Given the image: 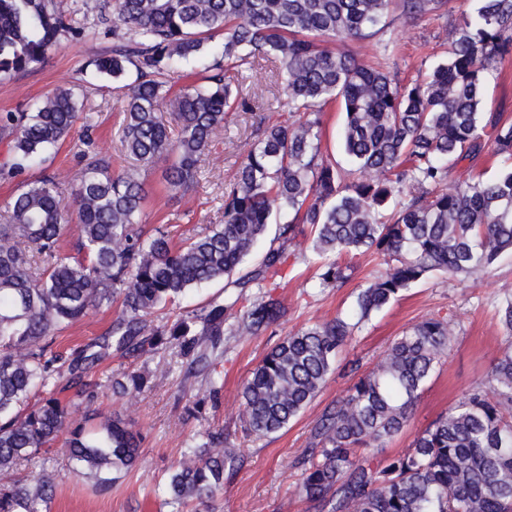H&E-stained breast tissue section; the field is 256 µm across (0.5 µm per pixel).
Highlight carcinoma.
<instances>
[{"label": "carcinoma", "instance_id": "1", "mask_svg": "<svg viewBox=\"0 0 512 512\" xmlns=\"http://www.w3.org/2000/svg\"><path fill=\"white\" fill-rule=\"evenodd\" d=\"M393 0H113L112 54L91 77L124 91L122 146L136 165L112 172V157L82 140L76 183L52 176L21 187L0 224V472L27 467L59 435L73 471L106 491L142 456V435L114 412L88 426L74 399L98 396L89 374L110 352L150 358L170 348L186 360L184 380L212 394L223 379L224 337L249 340L287 309L275 293L288 276L284 243L315 267L324 287L346 279L342 257L370 254L385 272L368 281L353 309L287 336L259 361L242 389L245 423L268 436L315 400L340 350L371 313L434 275L476 281L512 252V123L485 108L489 76L512 60V0H477L448 29L450 50L425 76L397 81L336 46L371 39L389 25ZM453 0H400L413 25L452 12ZM80 0H0V76L41 63L63 33L81 30ZM221 38L220 60L200 84L168 96L171 76ZM258 57L279 62L283 106L298 114L272 123L224 187L223 223L179 245L142 224L148 176L182 195L197 183L215 132L251 109L234 78ZM131 84L123 83L128 71ZM168 105L179 134L158 116ZM337 103L344 120L345 169L321 148L322 113ZM79 119L75 90L62 87L26 112L0 115L9 140L0 179L45 160ZM491 147L501 172L448 185V171ZM77 214L64 251L60 237ZM222 280L236 288L198 311L189 292ZM118 304L102 336L72 359L58 350L67 327ZM161 312L157 321L147 315ZM507 347L486 383L384 459L366 452L408 426L420 391L447 354L445 317L397 337L317 421L299 462L300 490L315 512H512V295L499 303ZM147 379L112 381L126 403ZM74 390V397L61 394ZM237 457L221 431L193 436L164 486L169 504H205L224 491ZM54 478L0 482V512H46Z\"/></svg>", "mask_w": 512, "mask_h": 512}]
</instances>
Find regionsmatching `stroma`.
Masks as SVG:
<instances>
[{
	"label": "stroma",
	"instance_id": "1",
	"mask_svg": "<svg viewBox=\"0 0 512 512\" xmlns=\"http://www.w3.org/2000/svg\"><path fill=\"white\" fill-rule=\"evenodd\" d=\"M86 2L81 34L62 37L46 60L33 69L0 77V113L25 110L34 99L57 87L81 85V113L95 125V147L111 156L112 168L118 172L133 163L121 145L122 103L111 81L81 82L90 60L112 52V37L99 21L103 0ZM450 23V17L431 14L408 26L395 17L382 35L349 43L348 48L365 63L385 58L386 70L399 81L409 82L447 56ZM274 69L273 63L258 60L240 75V92L253 109L238 113L233 123L216 133L192 190L174 197L157 176H150L151 191L145 207L148 225L164 226L180 239L197 235L207 225L222 223L224 187L257 140L260 122L293 119L276 100ZM77 143V137H70L41 166L15 180H0V221L20 184L45 173L65 185L74 181ZM288 271V285L279 291L286 316L249 341L225 339L224 381L217 403H208L204 381L184 379L179 357L168 349L160 350L150 361L115 354L97 368L94 377L103 390L93 403L77 406L74 417L83 421L99 413L122 411L145 437L142 458L120 486L96 492L90 482L75 476L66 456L57 451L48 453L40 466L57 476L51 512H173L162 491L163 478L177 465L190 436L205 429L223 430L224 445L234 450L238 461L234 471L224 477L222 494L205 506L189 503L184 512H311L300 491L301 470L297 465L310 446L311 431L324 410L345 395L357 372L371 369L395 338L435 314L448 317L453 329L448 353L421 392L409 426L375 448L380 458L409 448L418 432L484 381L506 343V331L496 310L505 294H512V254L503 255L478 282L434 277L371 314L339 353L335 372L311 405L287 429L259 437L245 426L240 397L255 366L284 336L350 309L362 285L381 268L371 257H356L350 261L343 283L322 288L313 281L303 257L293 252ZM114 317L111 309L90 313L63 333L60 350L70 354L80 349L104 333ZM131 372L145 374L148 383L135 404L126 409L108 384Z\"/></svg>",
	"mask_w": 512,
	"mask_h": 512
}]
</instances>
